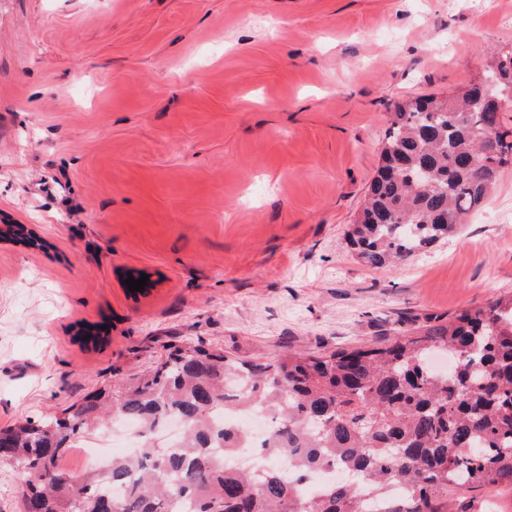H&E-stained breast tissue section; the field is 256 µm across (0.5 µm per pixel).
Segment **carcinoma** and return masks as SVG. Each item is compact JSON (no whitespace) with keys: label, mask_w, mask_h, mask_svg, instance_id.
Masks as SVG:
<instances>
[{"label":"carcinoma","mask_w":512,"mask_h":512,"mask_svg":"<svg viewBox=\"0 0 512 512\" xmlns=\"http://www.w3.org/2000/svg\"><path fill=\"white\" fill-rule=\"evenodd\" d=\"M512 93V52L494 53L453 99L421 96L395 105L366 201L348 239L367 265L384 269L457 233L512 167V127L496 100ZM495 136L484 153L481 136ZM0 239L42 246L24 224ZM454 366L438 374L431 358ZM270 411L277 425L257 446L267 463L224 468V450L248 441L219 414ZM184 430L157 445L171 418ZM113 418L134 419L139 448L76 475L60 460ZM0 460L25 477L22 512H359L362 491L406 495L385 512H435L464 486L512 485V295L438 319L389 346L318 356L287 350L244 360L192 343L170 344L141 377L115 380L62 410L0 427ZM343 469L321 493L309 475Z\"/></svg>","instance_id":"1"}]
</instances>
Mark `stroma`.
I'll return each mask as SVG.
<instances>
[{
	"label": "stroma",
	"instance_id": "1",
	"mask_svg": "<svg viewBox=\"0 0 512 512\" xmlns=\"http://www.w3.org/2000/svg\"><path fill=\"white\" fill-rule=\"evenodd\" d=\"M512 0H0V426L139 376L165 345L390 343L512 294V168L386 270L347 233L394 105L512 48ZM147 274L141 291L128 275ZM103 339L83 344L79 327ZM439 512H512V487ZM5 229L0 228V239L24 242L29 246L42 247L41 239L33 229L24 224H4Z\"/></svg>",
	"mask_w": 512,
	"mask_h": 512
}]
</instances>
